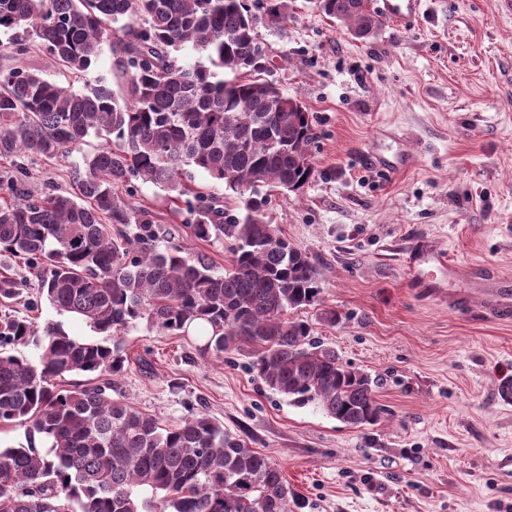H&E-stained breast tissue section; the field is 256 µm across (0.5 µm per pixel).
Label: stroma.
Returning a JSON list of instances; mask_svg holds the SVG:
<instances>
[{
    "label": "stroma",
    "mask_w": 512,
    "mask_h": 512,
    "mask_svg": "<svg viewBox=\"0 0 512 512\" xmlns=\"http://www.w3.org/2000/svg\"><path fill=\"white\" fill-rule=\"evenodd\" d=\"M13 37L0 31V69L123 94L129 75L110 51L73 74L36 42L16 55ZM258 38L316 133L314 179L271 191L265 210L317 272L318 302L289 316L375 382L381 416L349 426L270 389L251 348L219 357L144 321L124 335L117 391L169 426L193 410L221 423L281 469L292 512H512V402L499 393L512 321L478 300L486 283L512 282V15L499 0H418L409 22L382 20L361 41L313 0H288L287 22ZM99 147L89 136L67 157L18 163L33 191L70 194ZM373 151L409 162L386 173ZM127 202L163 229L160 246L230 270L229 240L195 238L175 193L137 180ZM421 242L449 260L444 293L413 286L405 255Z\"/></svg>",
    "instance_id": "stroma-1"
}]
</instances>
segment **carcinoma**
Returning <instances> with one entry per match:
<instances>
[{"instance_id": "carcinoma-1", "label": "carcinoma", "mask_w": 512, "mask_h": 512, "mask_svg": "<svg viewBox=\"0 0 512 512\" xmlns=\"http://www.w3.org/2000/svg\"><path fill=\"white\" fill-rule=\"evenodd\" d=\"M361 2L316 6L366 40L380 20ZM141 16L142 28L124 22ZM287 19L288 0H266L259 14L244 0H0V29L15 31L16 52L36 38L83 72L118 45L130 74L117 96L102 84L76 92L24 66L0 72V158L51 160L91 134L102 140L75 195H34L16 173L0 183V253L35 273L55 310L100 335L0 315V424L25 427L29 439L0 448V512H290L280 469L206 413L172 428L112 396L127 361L120 333L143 320L176 336L199 328L204 350L217 354L253 347L270 389L350 426L379 418L368 376L312 345L311 325L288 317L316 301L317 272L264 217L267 189L298 191L315 173L309 112L264 77L257 28ZM183 49L204 61L178 64L172 53ZM187 167L238 194L242 216L221 222L218 197L185 187ZM139 178L192 196L193 234L233 239L232 270L158 249L151 215L114 192ZM21 294L16 278L0 276V304ZM33 337L34 360L6 350ZM72 373L105 380L59 388ZM137 489L152 497L138 500Z\"/></svg>"}]
</instances>
